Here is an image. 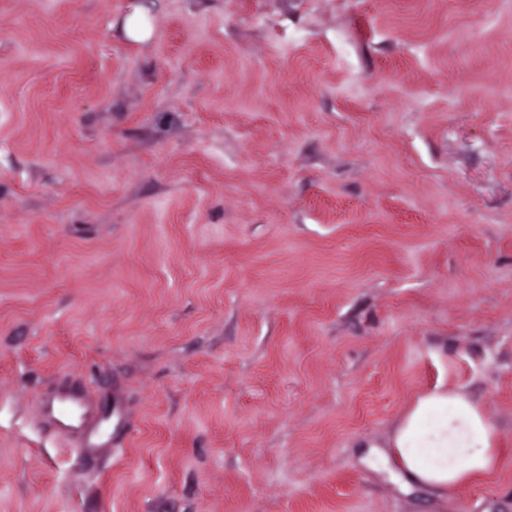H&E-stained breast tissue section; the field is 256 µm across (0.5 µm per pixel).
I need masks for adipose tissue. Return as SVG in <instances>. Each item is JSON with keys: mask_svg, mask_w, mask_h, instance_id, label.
I'll use <instances>...</instances> for the list:
<instances>
[{"mask_svg": "<svg viewBox=\"0 0 512 512\" xmlns=\"http://www.w3.org/2000/svg\"><path fill=\"white\" fill-rule=\"evenodd\" d=\"M387 446L405 485L441 498L492 473L500 462L482 402L441 384L405 408Z\"/></svg>", "mask_w": 512, "mask_h": 512, "instance_id": "adipose-tissue-1", "label": "adipose tissue"}]
</instances>
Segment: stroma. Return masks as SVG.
Segmentation results:
<instances>
[{
  "instance_id": "35a3bbf8",
  "label": "stroma",
  "mask_w": 512,
  "mask_h": 512,
  "mask_svg": "<svg viewBox=\"0 0 512 512\" xmlns=\"http://www.w3.org/2000/svg\"><path fill=\"white\" fill-rule=\"evenodd\" d=\"M440 383L445 502L363 462ZM0 512H512V0H0ZM385 448L406 486L423 487L440 498L492 473L500 462L485 406L443 384L414 398ZM55 400L42 407V416L55 423L62 432L70 430H90L91 436L97 435L100 428L97 399L88 388L74 393L69 388H62L55 395ZM76 411V415L71 414Z\"/></svg>"
}]
</instances>
